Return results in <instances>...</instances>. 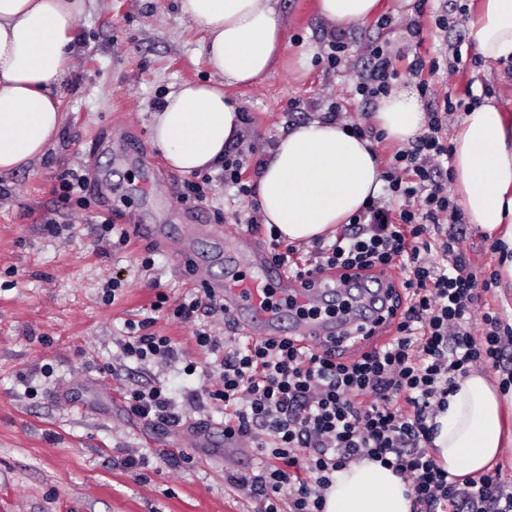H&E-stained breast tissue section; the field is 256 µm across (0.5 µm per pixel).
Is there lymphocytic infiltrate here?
Wrapping results in <instances>:
<instances>
[{"label": "lymphocytic infiltrate", "mask_w": 512, "mask_h": 512, "mask_svg": "<svg viewBox=\"0 0 512 512\" xmlns=\"http://www.w3.org/2000/svg\"><path fill=\"white\" fill-rule=\"evenodd\" d=\"M425 67L422 57L409 60L375 43L368 48L367 75L355 85L368 102L406 73L418 77L423 96L440 100L426 131L384 160L387 191L402 202L397 212L370 201L315 260L296 246L270 243L273 261L300 277L332 271L342 282L382 276L399 282L410 297L394 302V336L340 357L290 336L251 338L227 351L220 337L194 333L200 350L214 357L205 391L224 405L225 442L263 458L257 474L227 477L235 490L258 501L259 512H324L333 475L364 458L403 478L413 512H512V486L499 469L461 478L448 474L430 452L432 420L447 405L456 376L500 367L512 326L494 309L477 310L497 278L479 279L461 238L448 232L461 215L448 192L453 147L442 131L459 104L422 79ZM251 166L243 150H225L221 180L235 197L252 195ZM435 249L437 263L430 257ZM477 318L484 325L480 342L473 337ZM126 328V357L158 367L179 361L169 337L145 333L141 322ZM129 408L164 424L180 422L159 385L132 395Z\"/></svg>", "instance_id": "1"}]
</instances>
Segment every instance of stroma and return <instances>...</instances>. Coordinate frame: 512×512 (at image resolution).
<instances>
[{
	"label": "stroma",
	"instance_id": "stroma-1",
	"mask_svg": "<svg viewBox=\"0 0 512 512\" xmlns=\"http://www.w3.org/2000/svg\"><path fill=\"white\" fill-rule=\"evenodd\" d=\"M392 27L374 22L335 27L316 0H278L284 20L278 67L250 86L230 89L249 117L245 146L265 158L292 124L323 117L331 100L373 125L377 104L354 94L366 43L391 53H421L439 68L429 80L472 106L491 99L512 113V60L480 56L467 26L470 0H380ZM421 29L423 42L410 32ZM79 56L60 89L63 122L40 160L0 173V512H257V503L224 476L258 471V456L224 441V409L209 401L184 364L205 365L195 329L224 337V316L202 309L174 320L183 301L203 296L202 279L224 270L208 238L190 254L150 240L116 248L99 239L100 222H190L217 228L249 210L214 182L209 201L180 198L184 175L152 148L151 122L161 101L186 82L213 75L204 31L180 14L179 0H87L75 21ZM347 45V63L329 69L328 42ZM150 145V165L118 159L125 142ZM85 174L83 196H64L60 177ZM462 248L482 274L497 271L491 241L470 222L457 225ZM155 260L146 270L143 257ZM120 278L114 301L106 280ZM167 301L152 309L157 293ZM152 318L150 333L170 337L181 365L164 369L125 359L127 321ZM169 389L183 420L167 426L128 409L133 391ZM204 436L203 444L189 440ZM182 451L171 465L166 455ZM142 458L127 467L129 457Z\"/></svg>",
	"mask_w": 512,
	"mask_h": 512
}]
</instances>
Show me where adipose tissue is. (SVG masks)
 I'll use <instances>...</instances> for the list:
<instances>
[{"label":"adipose tissue","mask_w":512,"mask_h":512,"mask_svg":"<svg viewBox=\"0 0 512 512\" xmlns=\"http://www.w3.org/2000/svg\"><path fill=\"white\" fill-rule=\"evenodd\" d=\"M277 0H179L182 17L206 31L204 52L223 85L190 83L167 96L152 137L170 167L185 174L217 166L242 127L225 88L268 75L283 24ZM85 0H0V172L41 159L62 125L59 90L77 53L73 21ZM338 27L370 20L378 0H317ZM479 54L512 58V0H478L468 18ZM386 139L405 143L422 130L416 101L393 91L375 115ZM381 166L368 140L315 119L281 135L258 181L264 224L283 240L308 243L334 233L377 195ZM453 184L470 223L498 243L500 277L512 281V119L490 101L465 113L454 140ZM433 440L440 467L456 476L486 471L512 442V396L481 373L457 377ZM325 512H412L401 477L363 459L338 470Z\"/></svg>","instance_id":"1"}]
</instances>
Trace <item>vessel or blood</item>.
I'll return each instance as SVG.
<instances>
[{
  "label": "vessel or blood",
  "instance_id": "obj_1",
  "mask_svg": "<svg viewBox=\"0 0 512 512\" xmlns=\"http://www.w3.org/2000/svg\"><path fill=\"white\" fill-rule=\"evenodd\" d=\"M226 242L223 275L207 276L202 286L223 301L225 319L240 334L264 339L285 330L345 353L364 343L352 333L353 323L369 325L387 315V278L340 286L334 275L324 274L305 282L275 264L250 231L236 230Z\"/></svg>",
  "mask_w": 512,
  "mask_h": 512
}]
</instances>
